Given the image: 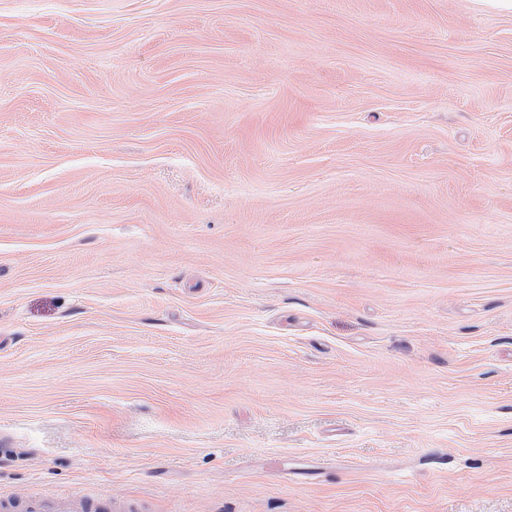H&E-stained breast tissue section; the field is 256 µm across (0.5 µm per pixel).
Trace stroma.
I'll list each match as a JSON object with an SVG mask.
<instances>
[{
    "label": "stroma",
    "mask_w": 512,
    "mask_h": 512,
    "mask_svg": "<svg viewBox=\"0 0 512 512\" xmlns=\"http://www.w3.org/2000/svg\"><path fill=\"white\" fill-rule=\"evenodd\" d=\"M512 512V14L0 0V496Z\"/></svg>",
    "instance_id": "obj_1"
}]
</instances>
